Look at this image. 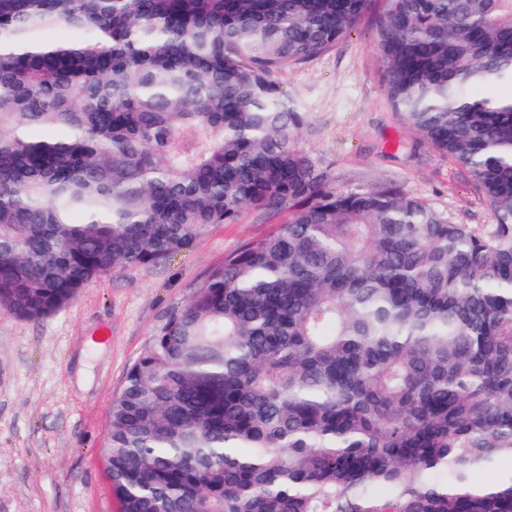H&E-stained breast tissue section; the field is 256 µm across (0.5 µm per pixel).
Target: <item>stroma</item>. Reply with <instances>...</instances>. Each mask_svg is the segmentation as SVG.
Here are the masks:
<instances>
[{"label": "stroma", "mask_w": 512, "mask_h": 512, "mask_svg": "<svg viewBox=\"0 0 512 512\" xmlns=\"http://www.w3.org/2000/svg\"><path fill=\"white\" fill-rule=\"evenodd\" d=\"M376 42L367 16L331 51L279 74L308 117L299 145L337 189L391 184L454 223H494L462 169L391 109ZM285 219L245 212L164 265L94 280L42 320L0 308V512H119L103 449L128 367L225 254Z\"/></svg>", "instance_id": "stroma-1"}]
</instances>
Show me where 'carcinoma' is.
Instances as JSON below:
<instances>
[{"instance_id": "1", "label": "carcinoma", "mask_w": 512, "mask_h": 512, "mask_svg": "<svg viewBox=\"0 0 512 512\" xmlns=\"http://www.w3.org/2000/svg\"><path fill=\"white\" fill-rule=\"evenodd\" d=\"M372 0H0V307L67 308L251 209L127 369L120 512H512V0H383L389 103L494 224L341 191L277 74Z\"/></svg>"}]
</instances>
